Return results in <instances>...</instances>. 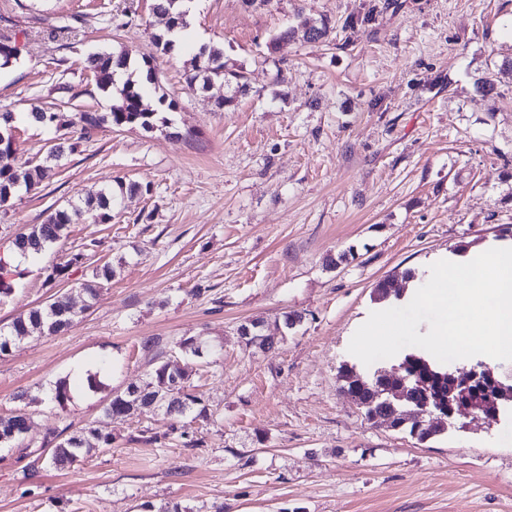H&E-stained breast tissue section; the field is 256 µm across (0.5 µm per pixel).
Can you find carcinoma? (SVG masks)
<instances>
[{"mask_svg":"<svg viewBox=\"0 0 512 512\" xmlns=\"http://www.w3.org/2000/svg\"><path fill=\"white\" fill-rule=\"evenodd\" d=\"M152 9L158 14L170 15L174 18L182 16L181 0H153ZM304 38L310 42L319 41L328 36L329 22L315 24L304 20ZM187 24L168 26L162 34L153 37L157 51L166 55L175 50L172 36L183 32ZM86 68L95 76L97 84L103 90L113 83L112 75L118 69H129L130 63L121 52H99L86 59ZM224 49L218 44L205 45L199 49L190 62L185 74V82L191 89L209 88L214 82L226 85H239L244 75L240 71H225ZM31 124L37 127H51L55 124L58 113L55 108H40L29 113ZM157 112L144 103L142 87L139 82L127 80L120 91V97L107 112H81L78 117V139L67 138L49 148L47 161L19 166L15 160L14 149L11 147L10 134L13 117L9 112L0 113V207L9 205L16 193H31L39 190L55 175L59 160L65 153L77 150L78 141L90 138L94 133L106 128L140 127L152 130L156 126ZM115 193L110 188L90 192L82 204L58 208L52 211L41 224L30 226L26 231L17 234L12 242L14 250L22 254L38 255L59 241L68 225L80 220H91L98 224L112 222ZM98 242L86 245V249L72 254L63 263L54 267L51 278H62L75 265L87 263L89 253L94 251ZM109 278V269L104 266L92 270L89 279L80 284L79 292L89 299L97 296L103 281ZM76 311L71 297L60 294L46 301L45 304L17 316L6 330L0 331V355L8 354L13 341L18 338L32 336H52L72 325ZM245 344L254 348H263L262 322L252 321L239 327ZM210 344L201 337H189L177 343V354L185 363L162 361L156 365L140 384H131L124 390L115 393L102 408L101 417L73 431L70 435L53 442L44 440L40 447L33 451L35 462L48 468L61 469L80 461L92 451L105 450L112 447V433L107 431L108 421L114 417L127 415L131 404L139 402L153 406L155 410L170 412L171 404L176 402L181 411L172 414L175 423L172 432L180 433L186 444L198 448L204 440L190 434L185 419L194 420L210 418L207 405L201 396L192 391L190 384L189 365L202 359L209 353ZM401 363L406 366L405 373L415 376L428 395L439 397L445 402L452 384L451 374L457 367L440 364L428 357L421 350H413L403 355ZM341 378L342 390L357 400L364 410L365 418L372 422L382 418L390 427L408 433L419 441L427 440L444 430L432 418L423 419L418 412L414 399L399 396L401 380L387 377L374 372L372 377L364 378L354 367L343 369ZM469 395L474 397H492L496 403L512 401V384L499 373L484 376L469 386ZM31 427L30 414L24 408L15 410L9 415H0V447H10L23 443Z\"/></svg>","mask_w":512,"mask_h":512,"instance_id":"1","label":"carcinoma"}]
</instances>
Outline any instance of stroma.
I'll return each mask as SVG.
<instances>
[{"label":"stroma","instance_id":"obj_1","mask_svg":"<svg viewBox=\"0 0 512 512\" xmlns=\"http://www.w3.org/2000/svg\"><path fill=\"white\" fill-rule=\"evenodd\" d=\"M152 0H0V35L20 48L0 67V112L15 116L18 160L38 163L70 137L77 112L104 111L120 84L101 90L84 68L101 51L134 64L155 54L157 87L145 101L174 126L106 129L63 158L38 194L0 208V251L49 209L116 179L150 184L124 195L111 223L88 220L26 266L0 299V327L53 294L82 312L57 336L15 342L0 357V414L33 397L25 442L39 448L67 425L201 336L212 353L191 383L215 412L191 422L200 448L157 411L111 421L115 442L66 470L30 468L0 447V512H512V417L459 415L420 442L367 421L339 391L355 331L382 309L383 280L429 269L467 242L512 241V0H203L174 52L156 54L165 18ZM371 15L346 28V19ZM326 19V42L296 38L269 53L272 35ZM224 47L245 89H189L198 48ZM492 92H485V82ZM234 97L219 107L222 97ZM56 103L57 125L26 113ZM98 242L113 275L90 309L79 286L90 268H53ZM338 267H329V259ZM297 312L295 329L283 316ZM260 318L274 349L246 346L237 328ZM96 374V390L84 387ZM75 389L51 400L57 380ZM162 435L139 440L140 429Z\"/></svg>","mask_w":512,"mask_h":512}]
</instances>
